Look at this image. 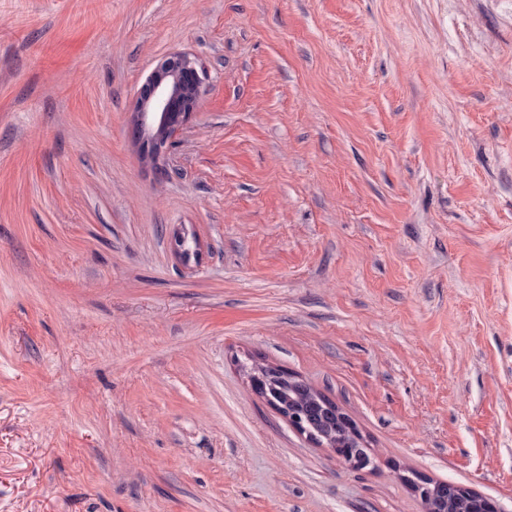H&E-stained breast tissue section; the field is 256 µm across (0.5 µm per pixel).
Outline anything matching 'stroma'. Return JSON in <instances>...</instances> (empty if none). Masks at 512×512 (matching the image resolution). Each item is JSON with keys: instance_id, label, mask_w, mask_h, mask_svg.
<instances>
[{"instance_id": "35a3bbf8", "label": "stroma", "mask_w": 512, "mask_h": 512, "mask_svg": "<svg viewBox=\"0 0 512 512\" xmlns=\"http://www.w3.org/2000/svg\"><path fill=\"white\" fill-rule=\"evenodd\" d=\"M413 473L512 512V0H0V512H422ZM201 77L184 54L165 58L143 84L133 108L131 136L144 157L156 162L199 107ZM312 387L301 380L294 386H281L279 399L288 403H301L309 426L320 433L330 435L336 441V448H344L343 455L350 461L351 466H367L370 462L357 450L351 448L350 432L337 414L326 408L324 403L312 392Z\"/></svg>"}]
</instances>
